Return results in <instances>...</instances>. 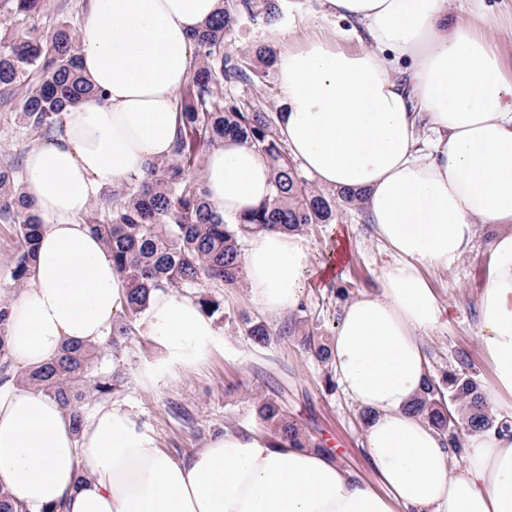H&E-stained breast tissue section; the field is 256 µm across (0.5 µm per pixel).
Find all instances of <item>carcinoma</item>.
<instances>
[{
    "instance_id": "1",
    "label": "carcinoma",
    "mask_w": 512,
    "mask_h": 512,
    "mask_svg": "<svg viewBox=\"0 0 512 512\" xmlns=\"http://www.w3.org/2000/svg\"><path fill=\"white\" fill-rule=\"evenodd\" d=\"M5 4L8 16L31 26L21 35L0 26V105L8 108L15 95L22 94L18 120L31 133L49 137L62 128L66 106L96 94L80 69L81 42L66 21L47 33L34 25L44 0ZM279 15V0H234L195 36L197 66L182 89L171 156L152 163L143 180L133 176L119 190L103 189L100 196L107 208L96 204L84 218L109 249L126 288L125 309L108 337L114 348L130 335L155 289L193 290L207 314L218 311L220 302L205 289L243 286L244 238L263 230L301 234L312 224L332 223L344 210L364 207L365 195L360 192L318 189L279 141L272 113L224 92L226 85L261 81L263 71L255 63L273 59L272 51L263 46L239 55L224 51V33L245 16H260L270 23ZM228 136L247 142L267 158L273 186L267 201L233 224L207 201L202 180L204 149ZM0 223L16 227L20 252L11 279L21 287L44 219L24 195L11 162L0 163ZM247 332L257 344L269 340L263 321H247ZM99 356V350L69 345L53 362L27 374L29 384L61 406L76 433L82 427L86 400L109 398L121 387L120 377L94 370ZM410 410L444 436L457 455L467 435L509 428L508 419L492 413L471 356L463 349L448 371L425 382ZM256 418L277 443L332 452L290 418L277 398L260 400Z\"/></svg>"
}]
</instances>
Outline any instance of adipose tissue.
Returning a JSON list of instances; mask_svg holds the SVG:
<instances>
[{
    "mask_svg": "<svg viewBox=\"0 0 512 512\" xmlns=\"http://www.w3.org/2000/svg\"><path fill=\"white\" fill-rule=\"evenodd\" d=\"M456 0H323L360 26L309 34L276 59L281 133L322 185L366 194L367 220L395 253L377 293L346 304L330 361L368 412L364 446L377 483L333 456L272 446L259 429H225L176 459L125 404L99 402L73 431L60 405L19 371L68 345H98L125 302L101 239L80 223L106 187L170 157L177 96L195 66L193 35L223 0H91L81 68L96 96L63 113V131L33 145L24 187L44 225L24 288L9 301L0 378V487L28 512H512V429L468 438L463 466L409 407L430 375L423 335L448 323L424 265L449 268L496 226L478 296L479 340L493 366L490 400L512 398V62L479 24L452 20ZM209 202L236 220L272 192L254 147L232 139L206 156ZM253 303L295 310L307 281L337 276L347 255L311 268L300 235L261 231L242 252ZM136 330L159 355L140 383L203 363L224 338L192 294L152 291Z\"/></svg>",
    "mask_w": 512,
    "mask_h": 512,
    "instance_id": "obj_1",
    "label": "adipose tissue"
}]
</instances>
